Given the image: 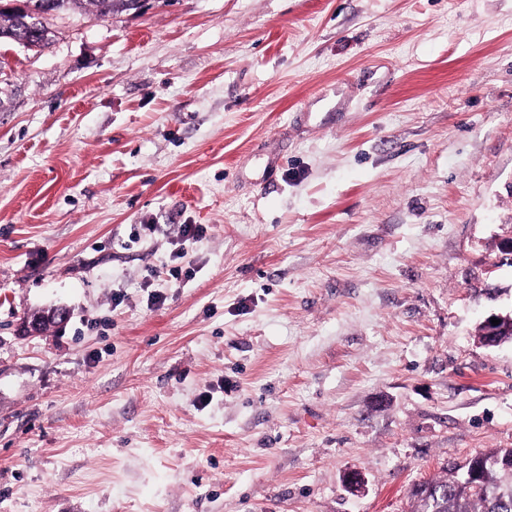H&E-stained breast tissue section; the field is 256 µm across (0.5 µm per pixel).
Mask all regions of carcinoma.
Here are the masks:
<instances>
[{"instance_id":"obj_1","label":"carcinoma","mask_w":512,"mask_h":512,"mask_svg":"<svg viewBox=\"0 0 512 512\" xmlns=\"http://www.w3.org/2000/svg\"><path fill=\"white\" fill-rule=\"evenodd\" d=\"M47 6L49 21L70 14L107 16L131 9L129 0H29ZM0 40L44 43L43 32L30 28L20 16L0 11ZM425 495H411L410 512H512V448L494 449L469 459L446 476L424 482Z\"/></svg>"}]
</instances>
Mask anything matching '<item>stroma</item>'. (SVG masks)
<instances>
[{"mask_svg": "<svg viewBox=\"0 0 512 512\" xmlns=\"http://www.w3.org/2000/svg\"><path fill=\"white\" fill-rule=\"evenodd\" d=\"M55 25L0 45V512H410L512 448V341L478 340L512 315V0Z\"/></svg>", "mask_w": 512, "mask_h": 512, "instance_id": "stroma-1", "label": "stroma"}]
</instances>
